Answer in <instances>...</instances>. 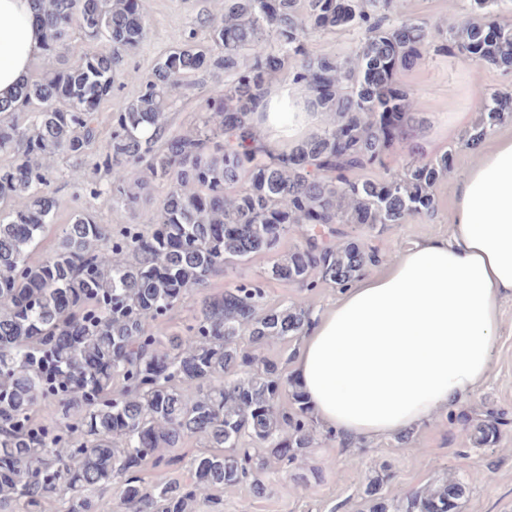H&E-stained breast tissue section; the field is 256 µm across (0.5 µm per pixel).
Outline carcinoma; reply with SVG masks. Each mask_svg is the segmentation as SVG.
<instances>
[{"label":"carcinoma","instance_id":"1","mask_svg":"<svg viewBox=\"0 0 512 512\" xmlns=\"http://www.w3.org/2000/svg\"><path fill=\"white\" fill-rule=\"evenodd\" d=\"M45 53L59 65L27 80L0 114L30 113L21 127L0 121V512H190L222 487L265 490L272 464L295 469L314 442L311 409L265 345L303 334L312 311L298 299L264 306L261 282L246 276L219 295L211 279L256 254L273 256L270 280L345 287L376 260L343 226L374 230L431 218L434 186L452 151L428 160L411 146V94L399 74L425 53L450 55L512 72V26L498 22L504 0H470L451 27L410 16L403 0H224L203 13L202 40L184 34L142 75L138 94L112 115L94 166L108 179L84 182L98 141L100 103L123 74L125 57L146 34L141 0H35ZM78 30L100 48L76 54ZM353 31L351 56H315L314 34ZM197 72L224 73L183 133L167 113ZM302 83L331 115L316 136L288 153L252 144L251 115L269 82ZM479 115L463 144L477 148L512 116V95L478 91ZM395 147L402 169L386 177L351 174L384 165ZM72 160L69 182L112 205L138 212L152 184L166 197L142 223L112 229L78 211L56 248L32 252L51 229L50 192L58 156ZM303 243L277 256L282 237ZM201 295L190 323L168 314ZM290 405L283 404V398ZM56 402L52 426L34 407ZM496 419L475 427L490 445ZM199 439L205 449L186 482L169 478L179 457L165 450ZM157 481L145 487L139 471ZM121 485L118 504L107 494ZM459 477L403 499H372L368 512H454Z\"/></svg>","mask_w":512,"mask_h":512}]
</instances>
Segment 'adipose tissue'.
I'll return each mask as SVG.
<instances>
[{
    "mask_svg": "<svg viewBox=\"0 0 512 512\" xmlns=\"http://www.w3.org/2000/svg\"><path fill=\"white\" fill-rule=\"evenodd\" d=\"M44 53L32 0H0V98ZM313 97L274 84L253 116L256 141L281 154L325 121ZM512 297V131L457 179L447 236L398 251L360 276L305 329L293 379L323 426L371 441L469 401L496 366L501 301Z\"/></svg>",
    "mask_w": 512,
    "mask_h": 512,
    "instance_id": "obj_1",
    "label": "adipose tissue"
}]
</instances>
